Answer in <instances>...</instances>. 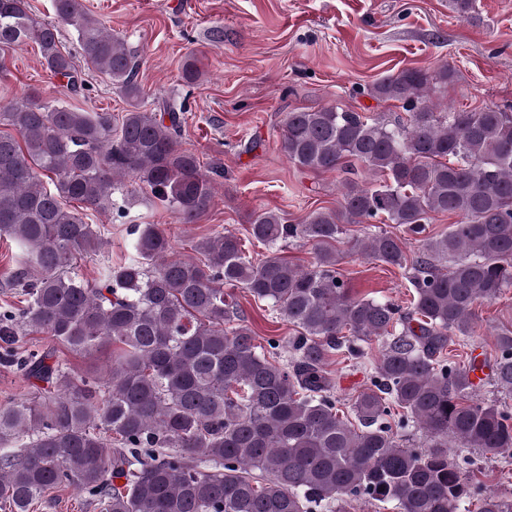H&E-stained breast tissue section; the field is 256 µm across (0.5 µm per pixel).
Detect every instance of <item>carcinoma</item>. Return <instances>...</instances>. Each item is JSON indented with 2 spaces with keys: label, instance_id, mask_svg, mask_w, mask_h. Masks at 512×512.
<instances>
[{
  "label": "carcinoma",
  "instance_id": "obj_1",
  "mask_svg": "<svg viewBox=\"0 0 512 512\" xmlns=\"http://www.w3.org/2000/svg\"><path fill=\"white\" fill-rule=\"evenodd\" d=\"M55 18L28 0H0V52L34 42L69 92L87 90L59 26L77 34L80 56L127 103L119 117L50 104L36 93L0 104V237L21 257L8 288L24 306L0 308V336L43 334L69 350L112 347L104 380L51 352L6 346L0 364L53 389L0 407V509L30 512L46 492L72 486L99 512H346L365 496L397 512H512L448 454V440L512 459V329L483 360L500 397L446 356L469 345L476 309L512 288V112L439 108L456 80L446 66L388 74L367 95L405 115H366L335 104L286 113L280 149L295 166L340 175L336 209L301 224L251 214L248 237L269 250L255 263L231 231L199 239L196 259L173 255L158 224H132L131 254L105 267L99 285L75 271L104 246L88 211L127 216L137 181L178 224H197L216 188L198 157L178 145L184 98L144 108L136 53L82 0H53ZM51 185H46L43 178ZM83 205L81 212L71 206ZM457 217L426 234L435 214ZM396 224L422 236L407 254L390 231L350 250L408 273L401 308L358 295L338 272L343 225ZM288 240L310 242L315 260L279 256ZM240 288L292 327L256 343L231 290ZM287 342L291 360L281 355ZM370 383L348 414L336 406L333 360L369 356ZM419 428L422 448L397 435Z\"/></svg>",
  "mask_w": 512,
  "mask_h": 512
}]
</instances>
